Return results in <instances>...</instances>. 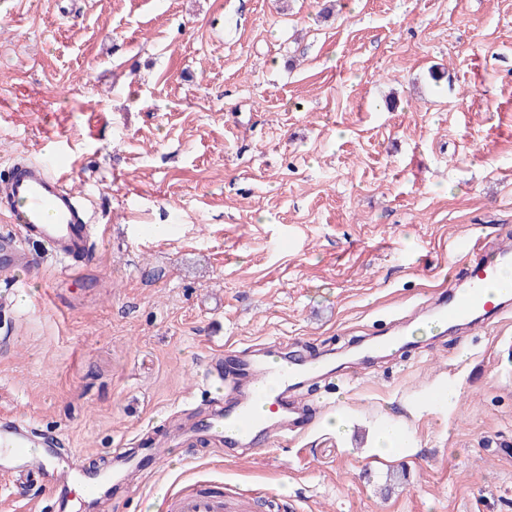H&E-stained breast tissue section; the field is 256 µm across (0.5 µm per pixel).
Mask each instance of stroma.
<instances>
[{"instance_id": "1", "label": "stroma", "mask_w": 512, "mask_h": 512, "mask_svg": "<svg viewBox=\"0 0 512 512\" xmlns=\"http://www.w3.org/2000/svg\"><path fill=\"white\" fill-rule=\"evenodd\" d=\"M16 159L92 199L94 258L0 278V406L87 471L167 440L111 512L195 480L264 512H512V309L353 358L466 282L460 242L512 244V0H0V177ZM273 341L333 361L304 430L185 440L213 346L232 372Z\"/></svg>"}]
</instances>
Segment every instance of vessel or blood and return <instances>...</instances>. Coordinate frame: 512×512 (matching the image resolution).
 Masks as SVG:
<instances>
[{"mask_svg":"<svg viewBox=\"0 0 512 512\" xmlns=\"http://www.w3.org/2000/svg\"><path fill=\"white\" fill-rule=\"evenodd\" d=\"M19 224V234L0 235V277L13 278L16 270L31 267L27 243H39L60 259L88 254L87 240L93 223L90 212L80 203L68 185L65 174L51 165L23 163L11 166L0 181ZM493 263L468 268L469 291L456 295L452 303L432 301L428 311L440 322L454 326L468 321L476 312L494 309L483 289L501 279L503 265L512 263V248L500 249ZM327 361L301 363L280 358L277 366H268L262 358L243 360L236 373L226 375L225 385L232 393L235 406H214L198 430L220 444L240 443L254 431L264 433L269 441L283 445L289 432L303 424L306 408L294 400L272 397L269 383L282 392L303 382L311 374L326 372ZM111 474L90 477L80 470L78 454L61 453L56 440L42 436L32 422L12 413H0V476L15 482L39 480L49 491H67L79 487L87 502L101 503V492L109 478H128L142 472L141 460L129 450L113 452ZM261 492L236 491L209 493L193 486L171 490L164 498L166 512H256Z\"/></svg>","mask_w":512,"mask_h":512,"instance_id":"vessel-or-blood-1","label":"vessel or blood"}]
</instances>
